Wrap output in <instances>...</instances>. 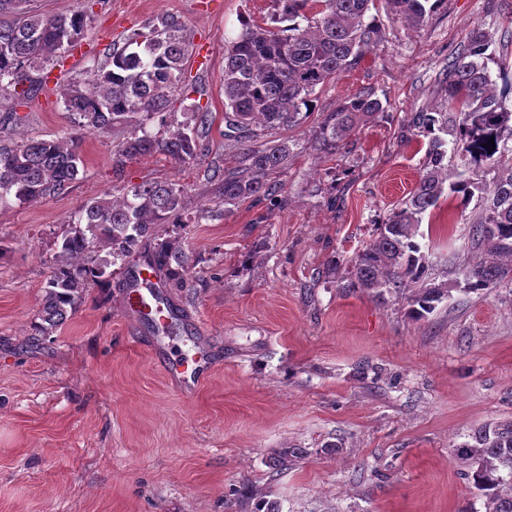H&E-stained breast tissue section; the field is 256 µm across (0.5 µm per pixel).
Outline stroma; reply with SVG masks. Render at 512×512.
Returning a JSON list of instances; mask_svg holds the SVG:
<instances>
[{
  "mask_svg": "<svg viewBox=\"0 0 512 512\" xmlns=\"http://www.w3.org/2000/svg\"><path fill=\"white\" fill-rule=\"evenodd\" d=\"M501 0H444L423 26L370 15L382 37L321 91L327 112L365 88L387 115L359 126L344 149L297 146L281 179L288 201L245 200L174 235L156 226L152 247L179 239L181 286L161 290L180 327L157 337L124 310L130 255L113 286L90 288L75 312L35 338L44 281L87 200L145 181L183 185L189 207L215 204L208 174L224 154V44L271 0H30L45 14L85 11L79 44L38 74L17 109L29 137L76 135L60 90L92 57L163 13L188 24V79L213 116L200 165L160 154L115 164L112 135L81 137L83 178L65 195L0 208V512H466L474 490L453 448L473 428L512 419V283L465 289L462 271L483 259L468 204L441 199L418 240L450 296L428 318L408 299L342 287L340 278L413 187L427 140L404 139L406 112L433 105L474 21L512 65V16ZM206 355L193 393L169 381L166 354ZM287 465H279L282 452Z\"/></svg>",
  "mask_w": 512,
  "mask_h": 512,
  "instance_id": "35a3bbf8",
  "label": "stroma"
}]
</instances>
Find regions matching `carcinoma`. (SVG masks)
Here are the masks:
<instances>
[{
	"instance_id": "carcinoma-1",
	"label": "carcinoma",
	"mask_w": 512,
	"mask_h": 512,
	"mask_svg": "<svg viewBox=\"0 0 512 512\" xmlns=\"http://www.w3.org/2000/svg\"><path fill=\"white\" fill-rule=\"evenodd\" d=\"M269 20L242 24L224 49V148L232 165L215 170L210 180L215 197L226 206L246 199L276 201L285 193L279 179L292 154L289 142L273 136L285 128H302L306 147L334 154L363 122L385 111L372 90L360 91L333 110L314 115L313 95L337 74L356 65L380 41L375 22L365 21L373 0H271ZM440 0H386L392 18L418 27ZM307 25L302 26L298 19ZM87 15L45 14L27 0H0V102L18 123L15 106L38 90L31 72L74 46ZM288 25H282V22ZM492 40L475 27L448 66L440 103L407 113L404 132L428 138L426 160L415 187L376 224V235L359 252L345 287L360 288L378 298L389 291L413 289L409 315L422 320L449 296V288L428 277V265L417 240L425 213L443 196L467 205L482 194V208L472 221L473 236L489 259L466 272L470 292L490 288L512 273V149L505 132L512 129V69L506 64L492 74ZM191 55L188 25L174 14L150 18L131 31L120 49L92 59L85 75L62 92L74 126L90 134L119 135L113 142L117 159L163 154L179 165L202 161L203 137L212 117L199 102L189 111L194 125L169 120L174 100H188L196 87L182 76ZM158 131L151 130L152 125ZM495 146H484L489 140ZM467 161L462 172H448V151ZM489 169L507 175L488 187L477 179ZM80 141L21 139L0 127V204L10 197L21 203L64 195L84 175ZM215 210L202 205L185 212L184 188L172 181L130 184L120 194L84 202L71 216L72 231L43 286L35 330L51 335L68 318L84 290L112 287L107 268L122 263L147 246L159 224H205ZM109 249L111 259L91 264L94 244ZM188 257L174 238L149 258L148 267L179 284ZM464 476L484 499V512H512V420L487 422L454 448Z\"/></svg>"
}]
</instances>
